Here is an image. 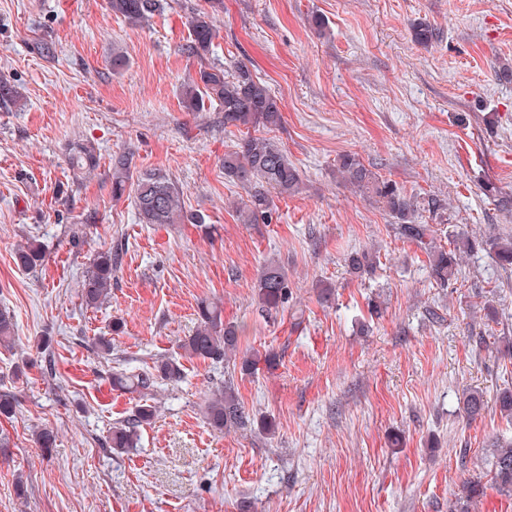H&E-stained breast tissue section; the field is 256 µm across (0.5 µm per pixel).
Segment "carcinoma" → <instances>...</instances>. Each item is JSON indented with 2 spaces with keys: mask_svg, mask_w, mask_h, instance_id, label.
I'll return each instance as SVG.
<instances>
[{
  "mask_svg": "<svg viewBox=\"0 0 512 512\" xmlns=\"http://www.w3.org/2000/svg\"><path fill=\"white\" fill-rule=\"evenodd\" d=\"M115 15L124 18L131 26H140L154 15L170 7L169 0H108ZM208 7L193 8L188 13L190 42L189 54L200 62L197 77L183 84L185 108L192 112L205 110V102H219L224 110V126L245 128L247 132L232 149L224 152V175L239 184L247 199L239 209L245 224H270L276 213L273 196L288 197L301 190L303 184L299 169L288 159V154L278 143L258 134L262 129L278 126L282 121L276 95L244 61H236L229 68L207 62L217 31L212 14L224 8L223 0H207ZM69 166L80 172L92 171L98 163L97 147L87 139H78L67 149ZM339 182L359 192L376 207L399 223L402 235L425 250L431 276L443 287L454 280L459 266V256L471 255L483 246L489 247L495 260L503 267L512 266V236L490 235L477 238L465 232L453 236L452 248L436 244L426 224L414 223L415 199L404 193L392 181L383 178L375 168L366 165L355 153H345L336 162ZM134 192V202L139 218L144 224H200L202 218L184 210L182 192L166 174L158 171L139 173L133 155L125 153L112 163V196L122 197L127 190ZM485 195L505 213L512 212V196L504 195L492 183L483 185ZM43 260L42 245L30 239L17 248L15 263L23 269H33ZM378 256L367 249L347 256L350 272L360 277L372 275L377 268ZM117 267V255L108 248L98 252L91 270L85 276L80 297L88 308L103 305L112 290V273ZM256 296L261 311L277 312L288 303V276L285 268L275 259L262 263L256 285ZM15 323L7 310H0V344H7L14 337ZM242 329L224 322V311L214 302L203 300L198 306V325L183 341L184 355L203 361L221 363L228 354L238 350ZM277 356L272 351L252 349L245 354L241 370L248 372L263 363L272 369ZM180 377V364L174 358H159L149 370L137 374L124 369L112 373V388L124 392H141L155 386L159 379ZM462 412L466 420L482 414L485 407L483 393L469 389L462 394ZM156 407L143 403L134 414L112 428L109 437L111 448L124 452L136 445L137 430L155 416ZM204 417L216 432L247 426L249 416L238 399L234 387L226 382L208 399ZM35 440L46 453L56 445V432L42 428L35 433ZM486 464L498 492L512 498V443H496L489 450ZM479 484L469 486L465 497L454 505V512H470L475 498L480 496Z\"/></svg>",
  "mask_w": 512,
  "mask_h": 512,
  "instance_id": "carcinoma-1",
  "label": "carcinoma"
}]
</instances>
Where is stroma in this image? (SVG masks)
<instances>
[{"instance_id":"obj_1","label":"stroma","mask_w":512,"mask_h":512,"mask_svg":"<svg viewBox=\"0 0 512 512\" xmlns=\"http://www.w3.org/2000/svg\"><path fill=\"white\" fill-rule=\"evenodd\" d=\"M203 4L174 0L134 27L107 0H0V75L23 94L0 104V308L16 322L0 392L17 400L0 418V512H448L470 480L483 490L473 512H512L484 465L493 441H512L497 404L512 388V269L481 250L437 285L425 251L336 178L338 157L358 154L416 198L441 245L461 229L512 234L480 190L512 195V83L495 73L512 63V0H224L209 59L252 64L280 101L270 136L302 173L269 224L241 223L246 193L224 175L241 130L218 106L182 103L199 68L186 17ZM420 21L439 33L426 47ZM116 48L129 58L117 72ZM85 137L101 158L76 181L65 148ZM128 151L179 185L202 226L142 224L132 196L113 197L112 158ZM30 238L44 248L33 271L14 261ZM116 245L109 300L83 306L94 257ZM363 248L380 259L369 278L345 264ZM267 257L292 290L272 315L255 303ZM204 299L243 325L241 350L272 349L277 368L185 357ZM101 337L110 358L94 351ZM161 356L179 360V379L113 390V369ZM228 378L250 422L218 433L204 405ZM468 389L486 399L472 422L459 413ZM145 402L157 412L137 446L113 451V426ZM43 427L58 433L48 455Z\"/></svg>"}]
</instances>
